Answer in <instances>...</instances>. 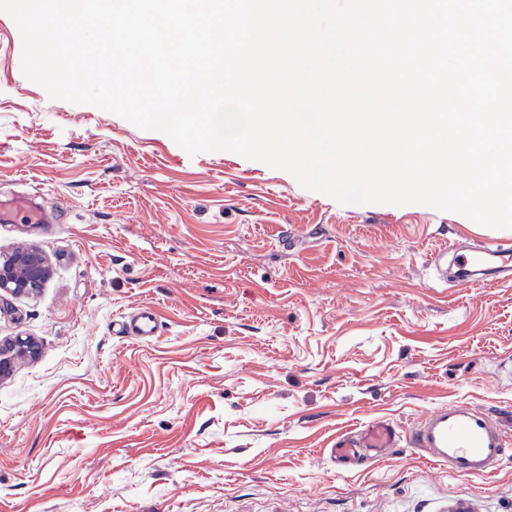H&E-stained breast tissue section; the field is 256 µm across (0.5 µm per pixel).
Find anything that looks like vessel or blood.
<instances>
[{"mask_svg":"<svg viewBox=\"0 0 512 512\" xmlns=\"http://www.w3.org/2000/svg\"><path fill=\"white\" fill-rule=\"evenodd\" d=\"M27 216L29 222H48V214L32 207L24 197L0 199V216ZM460 264L471 266L494 262L501 272L512 271V245L500 242L485 245L457 256ZM159 324L152 307L144 305L123 321L119 333L139 340L153 339ZM423 451L433 462L447 465L457 477L493 475L505 455L504 440L497 421L486 411L467 402H455L426 414L408 438H400L395 425L379 420L371 425L342 433L329 450L331 459L346 465L383 455L399 441Z\"/></svg>","mask_w":512,"mask_h":512,"instance_id":"1","label":"vessel or blood"}]
</instances>
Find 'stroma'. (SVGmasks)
Instances as JSON below:
<instances>
[{"instance_id": "1", "label": "stroma", "mask_w": 512, "mask_h": 512, "mask_svg": "<svg viewBox=\"0 0 512 512\" xmlns=\"http://www.w3.org/2000/svg\"><path fill=\"white\" fill-rule=\"evenodd\" d=\"M0 13V196L56 207L0 221L42 288L0 301V343L40 353L0 379V512H512V280L434 284L428 256L510 241L423 205H342L228 152L189 154L22 71ZM154 308L148 342L113 320ZM506 452L462 479L400 444L356 471L328 449L454 401Z\"/></svg>"}]
</instances>
